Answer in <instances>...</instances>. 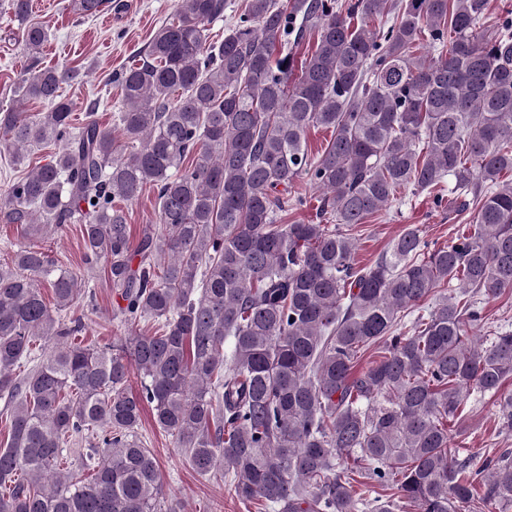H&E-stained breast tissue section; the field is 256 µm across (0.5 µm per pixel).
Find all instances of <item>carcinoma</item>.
I'll return each instance as SVG.
<instances>
[{
  "mask_svg": "<svg viewBox=\"0 0 512 512\" xmlns=\"http://www.w3.org/2000/svg\"><path fill=\"white\" fill-rule=\"evenodd\" d=\"M224 6L177 0L115 75L109 128L74 122L59 89L80 69L40 66L30 0H0L31 61L0 151L63 144L0 195L23 237L0 261V512H175L136 435L147 408L258 512H396L387 488L414 512H512V457L448 445L474 393L512 430V329L474 334L512 292V18L486 36L487 0H244L213 42ZM65 8L88 19L112 0ZM309 31L297 65L288 36ZM312 127L332 132L315 155ZM300 178L321 191L317 223L284 224ZM448 184L472 201L469 233L432 248L409 226L356 263L354 227L403 188L441 201ZM147 191L156 222L135 239L127 206ZM73 224L87 282L124 302L112 346L79 341L93 293L38 244ZM73 455L90 477L60 470Z\"/></svg>",
  "mask_w": 512,
  "mask_h": 512,
  "instance_id": "cac0c4a2",
  "label": "carcinoma"
}]
</instances>
